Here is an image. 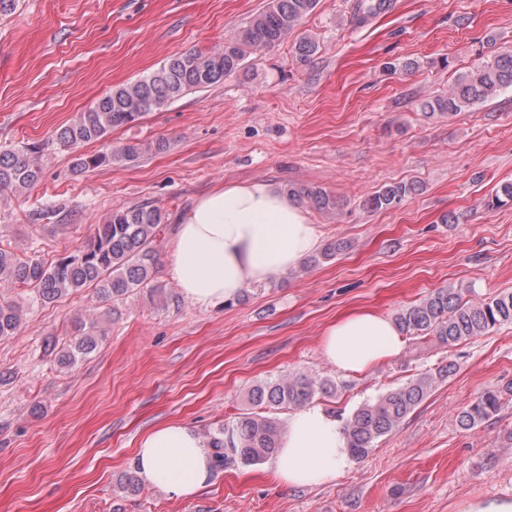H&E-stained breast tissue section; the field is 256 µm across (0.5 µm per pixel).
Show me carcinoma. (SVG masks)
Here are the masks:
<instances>
[{
  "mask_svg": "<svg viewBox=\"0 0 512 512\" xmlns=\"http://www.w3.org/2000/svg\"><path fill=\"white\" fill-rule=\"evenodd\" d=\"M318 0H269L267 7L224 42V50L186 51L168 59L159 69L121 84L100 98L87 111L56 132L58 144L69 150L102 141L115 127L133 124L151 111L186 93L213 86L241 70L253 52L272 48L288 38L301 20L317 6ZM391 0H356L353 19L363 22L389 11ZM318 43L301 36L293 43V56L310 61ZM512 90V49L460 74L448 94L422 103L430 116L452 117ZM152 149L150 144L127 143L93 154L79 153L73 159L77 172L93 171L112 164L133 162ZM37 146L0 152V197L21 193L36 185L42 174ZM415 192L413 184L397 182L382 186L362 202V208L378 211L399 204ZM290 196L324 212L339 208V201L322 188L287 187ZM165 226V214L148 205L118 207L95 225L82 250L46 266L22 259L0 249V280L6 279L32 289L44 303L91 288L97 295L114 301L148 286L157 274L156 241ZM342 244L331 242L309 256L303 267H316L336 257ZM23 310L15 303L0 304V338L14 334L21 326ZM394 321L400 330L416 337L432 335L449 345L512 324V292H502L479 302L463 299L461 291L440 288L418 303L399 310ZM105 337L96 319L78 317L71 337L63 344L46 342L56 361L73 366L91 354ZM450 367L422 373L374 400L366 401L343 419L344 433L356 459L369 455L380 437L392 432L428 396L439 380L448 377ZM341 385L332 378L295 373L265 378L248 391L255 411L242 413L215 427L210 433L214 466L218 469L256 465L272 457L284 431L271 411L296 410L316 399L334 397ZM512 395V385L488 389L459 414L466 429L497 416L503 396Z\"/></svg>",
  "mask_w": 512,
  "mask_h": 512,
  "instance_id": "obj_1",
  "label": "carcinoma"
}]
</instances>
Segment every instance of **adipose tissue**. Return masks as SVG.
<instances>
[{
	"label": "adipose tissue",
	"instance_id": "adipose-tissue-1",
	"mask_svg": "<svg viewBox=\"0 0 512 512\" xmlns=\"http://www.w3.org/2000/svg\"><path fill=\"white\" fill-rule=\"evenodd\" d=\"M319 243V229L304 211L268 183L220 186L198 197L177 219L168 274L193 304L234 300L249 284L297 266ZM404 338L389 318L353 312L324 331L327 361L346 373H363L398 356ZM141 479L169 494L188 497L212 478L208 435L181 423L144 434L136 448ZM341 422L317 405L292 412L271 469L287 486L335 481L349 467Z\"/></svg>",
	"mask_w": 512,
	"mask_h": 512
}]
</instances>
